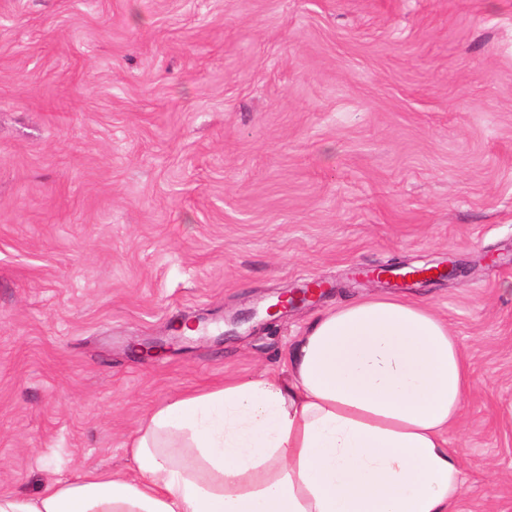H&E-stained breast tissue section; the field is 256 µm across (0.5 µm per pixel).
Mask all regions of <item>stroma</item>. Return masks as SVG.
Listing matches in <instances>:
<instances>
[{"mask_svg": "<svg viewBox=\"0 0 512 512\" xmlns=\"http://www.w3.org/2000/svg\"><path fill=\"white\" fill-rule=\"evenodd\" d=\"M391 294L467 356L456 512H512V0H0V493Z\"/></svg>", "mask_w": 512, "mask_h": 512, "instance_id": "1", "label": "stroma"}]
</instances>
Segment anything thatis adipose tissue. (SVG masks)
Instances as JSON below:
<instances>
[{
	"instance_id": "ef3b65f1",
	"label": "adipose tissue",
	"mask_w": 512,
	"mask_h": 512,
	"mask_svg": "<svg viewBox=\"0 0 512 512\" xmlns=\"http://www.w3.org/2000/svg\"><path fill=\"white\" fill-rule=\"evenodd\" d=\"M472 390L430 308L386 295L318 314L280 371L174 398L141 418L130 471H92L0 512H454L450 438Z\"/></svg>"
}]
</instances>
